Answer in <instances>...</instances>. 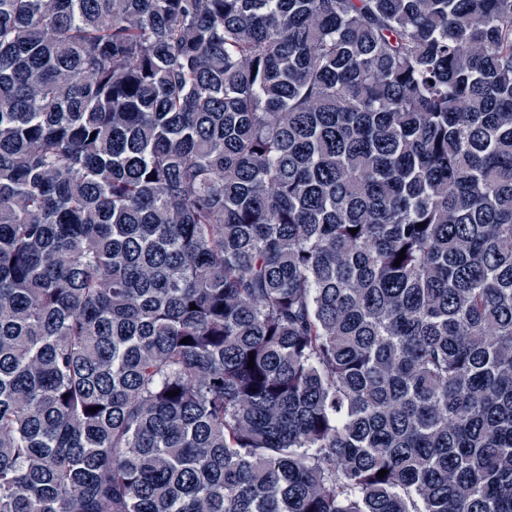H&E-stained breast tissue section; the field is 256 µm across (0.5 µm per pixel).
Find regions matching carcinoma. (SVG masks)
I'll use <instances>...</instances> for the list:
<instances>
[{"label": "carcinoma", "instance_id": "carcinoma-1", "mask_svg": "<svg viewBox=\"0 0 512 512\" xmlns=\"http://www.w3.org/2000/svg\"><path fill=\"white\" fill-rule=\"evenodd\" d=\"M0 512H512V0H0Z\"/></svg>", "mask_w": 512, "mask_h": 512}]
</instances>
